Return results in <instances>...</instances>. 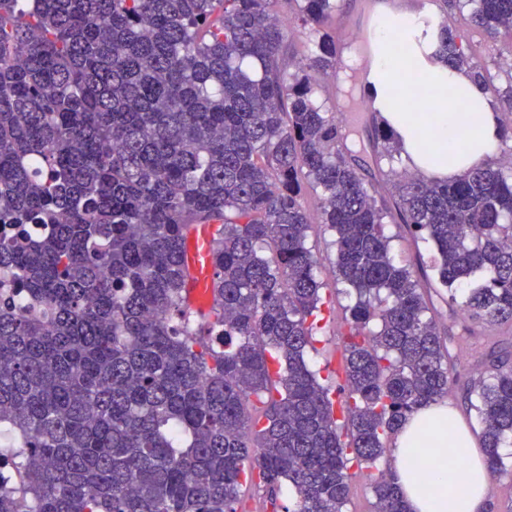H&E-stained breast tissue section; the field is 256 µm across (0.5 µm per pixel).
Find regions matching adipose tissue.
I'll return each mask as SVG.
<instances>
[{
    "mask_svg": "<svg viewBox=\"0 0 512 512\" xmlns=\"http://www.w3.org/2000/svg\"><path fill=\"white\" fill-rule=\"evenodd\" d=\"M399 26L377 15L374 36L379 45L373 68L375 106L399 136L404 156L421 174L454 180L483 166L501 139L499 109L469 73L442 59L428 61L404 54L407 44L423 40L425 25L415 12L403 11ZM436 86L441 95L430 110L407 106L403 93ZM468 102L463 122L449 119V104ZM463 141L459 159L448 157V144ZM455 411L445 402L414 412L396 439L395 468L410 512H480L489 475L483 455L467 430L453 427ZM463 458L465 466L449 470L448 459Z\"/></svg>",
    "mask_w": 512,
    "mask_h": 512,
    "instance_id": "ef3b65f1",
    "label": "adipose tissue"
}]
</instances>
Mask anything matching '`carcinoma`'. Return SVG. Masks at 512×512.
<instances>
[{"label":"carcinoma","instance_id":"obj_1","mask_svg":"<svg viewBox=\"0 0 512 512\" xmlns=\"http://www.w3.org/2000/svg\"><path fill=\"white\" fill-rule=\"evenodd\" d=\"M0 0V512H238L259 481L285 512H345L417 409L448 398L451 354L388 223L437 250L461 311L512 326V164L453 181L390 169L392 190L340 147L321 80L341 68L337 0ZM486 49L512 0H444ZM305 50L283 67L288 30ZM438 52L512 112V67ZM379 161L400 147L374 124ZM336 235L355 302L340 343L343 399L305 362L327 284L307 247L300 181ZM213 229L207 313L188 298L186 243ZM494 475L512 436L500 352L469 388ZM375 512H407L395 474Z\"/></svg>","mask_w":512,"mask_h":512}]
</instances>
